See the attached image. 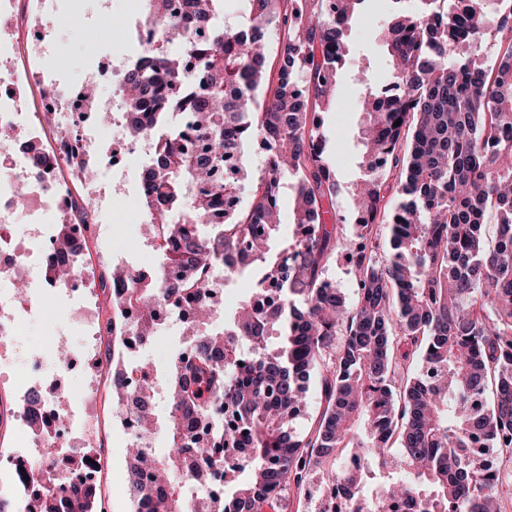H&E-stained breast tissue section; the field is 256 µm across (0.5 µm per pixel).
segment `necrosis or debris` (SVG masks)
Returning <instances> with one entry per match:
<instances>
[{
  "mask_svg": "<svg viewBox=\"0 0 512 512\" xmlns=\"http://www.w3.org/2000/svg\"><path fill=\"white\" fill-rule=\"evenodd\" d=\"M56 6L57 0H34L38 35L33 40H21L16 27L0 29V61L7 65L0 71V133L36 141L52 158L50 168L32 171L20 156L0 157V378H11L17 391L9 411L15 438L11 447L0 448V512H40L45 496L62 499L74 488L87 493L88 512H111L102 490L108 470L101 452V417L90 400L72 404L62 380L65 373L78 372L89 393L118 374L133 387L140 379L134 367L137 343L113 359L103 358L99 350L97 298L104 291L119 299L125 288L101 287L83 261L84 226L74 210L78 202L71 185L84 168L105 171L109 165L84 132L66 126L67 108L78 91L45 83L40 64ZM41 85L48 88L52 111L30 108L24 96L29 87ZM20 213L28 224L22 236L12 224ZM61 220L67 222L75 245L70 255L75 273L64 282L52 279L47 265L54 253L51 228ZM20 279L42 282L72 301L69 320L80 327L85 341L65 363H52L44 352L21 341L25 318L45 299L17 292Z\"/></svg>",
  "mask_w": 512,
  "mask_h": 512,
  "instance_id": "4bbe7bcc",
  "label": "necrosis or debris"
}]
</instances>
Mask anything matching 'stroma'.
I'll return each instance as SVG.
<instances>
[{
	"label": "stroma",
	"instance_id": "stroma-1",
	"mask_svg": "<svg viewBox=\"0 0 512 512\" xmlns=\"http://www.w3.org/2000/svg\"><path fill=\"white\" fill-rule=\"evenodd\" d=\"M418 4L419 0H403L399 5L393 0H365L346 30L349 55L338 73L335 97L321 114L333 169L340 185L336 198V212L340 217L336 225L339 245L327 278L341 289L350 306L355 305L357 293L352 264L344 245L355 231L351 192L363 173L359 143L362 114L357 106L363 90L356 83L354 73L360 68L368 69L376 85H385L387 61L379 33L395 9L412 14ZM141 9L142 0H58L53 49L45 64L50 77L77 85L84 74L94 72L100 76V96H113L112 63L118 57L130 58L136 51L133 23ZM141 164V154L129 155L124 193L113 196L111 206L90 225L86 234V256L96 265L98 273H109L108 259L113 255L121 256L126 264L136 268H153L158 263L157 251L144 242L138 228ZM66 315V304L58 299L33 314L25 327L29 347L45 348L46 327L50 324L63 329L70 344H77L80 332L68 327ZM97 402L104 416L103 448L117 478L112 485V512H129V502L121 483L126 475L123 450L128 439L113 416L111 393L98 396Z\"/></svg>",
	"mask_w": 512,
	"mask_h": 512
}]
</instances>
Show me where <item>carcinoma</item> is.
Instances as JSON below:
<instances>
[{
    "mask_svg": "<svg viewBox=\"0 0 512 512\" xmlns=\"http://www.w3.org/2000/svg\"><path fill=\"white\" fill-rule=\"evenodd\" d=\"M137 29L155 36L123 75L127 132L161 138L140 174L149 241L161 262L147 276L119 265L129 288L112 303L106 332L129 331L149 348L159 311L194 303L166 380L164 452H127L133 507L182 512L205 497L224 467V500L209 512H273L304 489L309 470L344 494L351 512H383L404 500L421 512H494L503 483L483 447L512 448V0H421L380 32L392 88L358 71L364 88L363 175L352 190L359 227L351 240L358 302L346 306L325 276L336 253L338 184L317 109L332 99L348 55L345 31L365 0H250L252 29L224 25L222 0H143ZM287 32L276 83L265 81L264 30ZM491 34L500 61L480 62ZM178 40L180 52L170 51ZM400 125H395L396 121ZM266 148L246 209L224 210L235 192L227 158L248 178L244 144ZM30 168L51 164L34 142ZM395 173L399 201L385 202ZM293 202L282 233L279 202ZM391 229L380 253L377 226ZM69 228H55L58 280L74 269ZM254 277L237 309L218 315L213 280ZM275 288L279 301L259 302ZM419 358L421 373L395 377ZM321 385L317 429L294 422L310 381ZM117 407L156 425L146 395L112 384ZM242 449L226 466V448ZM359 460L338 465L345 449Z\"/></svg>",
    "mask_w": 512,
    "mask_h": 512,
    "instance_id": "1",
    "label": "carcinoma"
}]
</instances>
